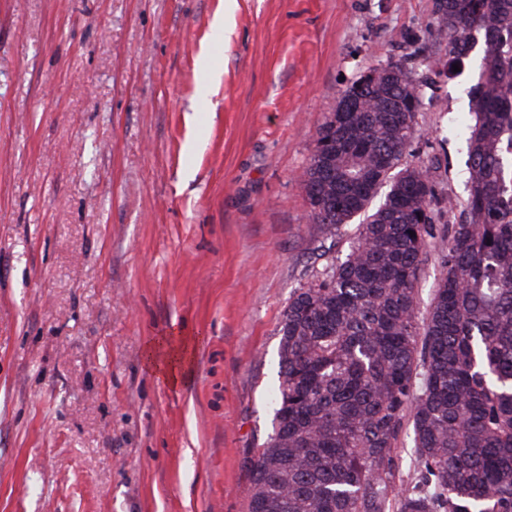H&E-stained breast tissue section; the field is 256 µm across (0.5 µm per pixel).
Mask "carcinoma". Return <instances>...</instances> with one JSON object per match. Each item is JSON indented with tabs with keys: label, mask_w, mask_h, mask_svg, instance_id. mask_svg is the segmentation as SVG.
I'll return each instance as SVG.
<instances>
[{
	"label": "carcinoma",
	"mask_w": 512,
	"mask_h": 512,
	"mask_svg": "<svg viewBox=\"0 0 512 512\" xmlns=\"http://www.w3.org/2000/svg\"><path fill=\"white\" fill-rule=\"evenodd\" d=\"M435 14L454 64L475 44L465 24L482 35L466 198H448L455 222L437 228L429 169L406 160L421 106L406 61L346 87L300 180L312 223L362 222L282 314L248 512H512V0H435ZM431 246L442 273L423 310ZM407 425L414 477L398 488Z\"/></svg>",
	"instance_id": "cac0c4a2"
}]
</instances>
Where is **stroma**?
Here are the masks:
<instances>
[{
    "instance_id": "obj_1",
    "label": "stroma",
    "mask_w": 512,
    "mask_h": 512,
    "mask_svg": "<svg viewBox=\"0 0 512 512\" xmlns=\"http://www.w3.org/2000/svg\"><path fill=\"white\" fill-rule=\"evenodd\" d=\"M434 0H0V512H247L277 326L330 241L300 174L368 67L412 56L414 161L466 191L444 138ZM183 328L171 389L146 344Z\"/></svg>"
}]
</instances>
